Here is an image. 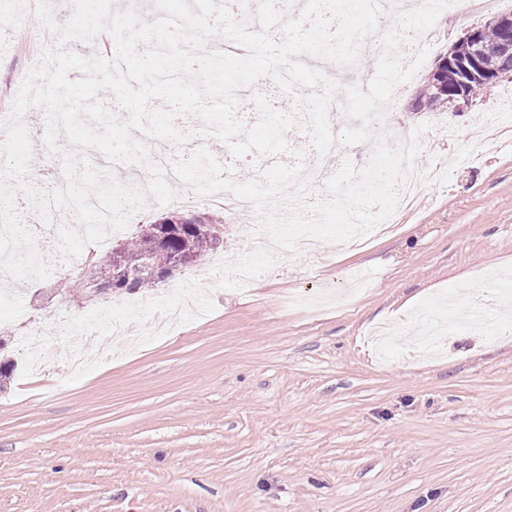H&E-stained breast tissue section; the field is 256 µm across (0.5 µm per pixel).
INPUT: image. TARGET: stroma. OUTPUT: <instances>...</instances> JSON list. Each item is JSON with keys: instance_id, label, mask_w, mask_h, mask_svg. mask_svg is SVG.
<instances>
[{"instance_id": "1", "label": "stroma", "mask_w": 512, "mask_h": 512, "mask_svg": "<svg viewBox=\"0 0 512 512\" xmlns=\"http://www.w3.org/2000/svg\"><path fill=\"white\" fill-rule=\"evenodd\" d=\"M473 13L443 27L389 116L431 124L434 176L400 228L367 246L326 242L315 259L284 251L194 281L201 309L171 333L131 344L100 330L91 361L57 363L68 338L42 349L29 333L30 291L0 299L14 362L0 390V512H512V315L480 331L449 329L488 289L512 295V76L463 111L416 110L439 60ZM0 25V98L15 99L36 54ZM452 126L456 140L440 139ZM47 188L60 168L44 123H28ZM256 215L225 220L219 252L253 264ZM55 267L69 318L125 300L164 310L181 277L132 295L86 297ZM429 319L440 353L406 352L413 320ZM114 358L98 361L100 348ZM53 364L37 378L29 361Z\"/></svg>"}]
</instances>
